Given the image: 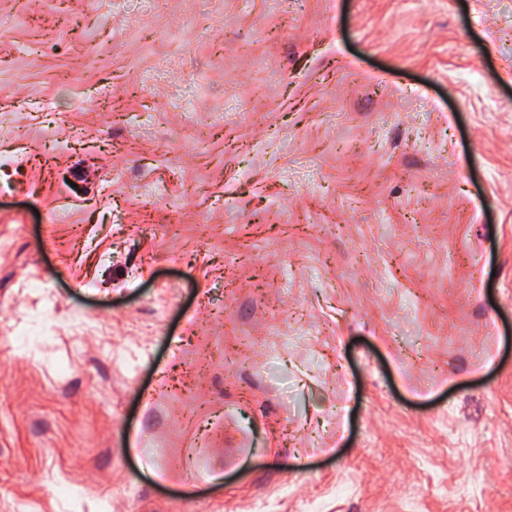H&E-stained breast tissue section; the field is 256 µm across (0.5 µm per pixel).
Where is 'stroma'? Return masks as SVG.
I'll use <instances>...</instances> for the list:
<instances>
[{"label":"stroma","mask_w":512,"mask_h":512,"mask_svg":"<svg viewBox=\"0 0 512 512\" xmlns=\"http://www.w3.org/2000/svg\"><path fill=\"white\" fill-rule=\"evenodd\" d=\"M0 512H512V0H0Z\"/></svg>","instance_id":"obj_1"}]
</instances>
